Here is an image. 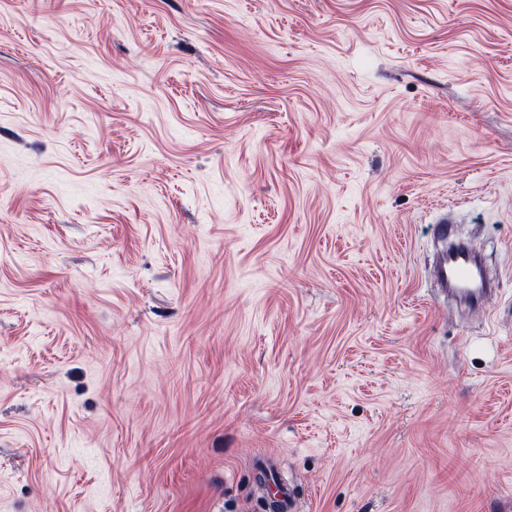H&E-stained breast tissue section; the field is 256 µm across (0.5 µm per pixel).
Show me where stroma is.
I'll use <instances>...</instances> for the list:
<instances>
[{
	"mask_svg": "<svg viewBox=\"0 0 512 512\" xmlns=\"http://www.w3.org/2000/svg\"><path fill=\"white\" fill-rule=\"evenodd\" d=\"M266 463L512 512V0H0V512H267ZM434 288L468 307H481L485 277L479 255L469 243L451 245L439 254L431 271Z\"/></svg>",
	"mask_w": 512,
	"mask_h": 512,
	"instance_id": "stroma-1",
	"label": "stroma"
}]
</instances>
